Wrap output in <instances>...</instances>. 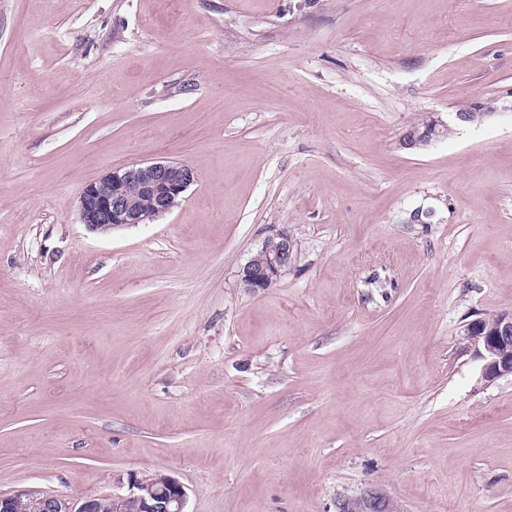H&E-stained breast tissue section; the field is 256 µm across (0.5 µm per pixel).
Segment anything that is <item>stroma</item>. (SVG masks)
<instances>
[{"label": "stroma", "instance_id": "stroma-1", "mask_svg": "<svg viewBox=\"0 0 512 512\" xmlns=\"http://www.w3.org/2000/svg\"><path fill=\"white\" fill-rule=\"evenodd\" d=\"M142 160L179 206L89 231ZM508 312L512 0H0V494L512 512V377L463 336ZM448 124L440 118H430L421 125H413L403 134L401 146L405 149H421L442 136ZM194 179L195 171L191 167L173 161L144 160L113 168L83 188L80 194L81 222L88 230L97 233L145 224L177 207ZM131 186L148 198V209L140 208L131 198ZM295 242L286 230H279L264 238L257 254L240 269V281L253 291L275 285L288 271L294 258Z\"/></svg>", "mask_w": 512, "mask_h": 512}]
</instances>
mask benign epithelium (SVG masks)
<instances>
[{"label": "benign epithelium", "mask_w": 512, "mask_h": 512, "mask_svg": "<svg viewBox=\"0 0 512 512\" xmlns=\"http://www.w3.org/2000/svg\"><path fill=\"white\" fill-rule=\"evenodd\" d=\"M447 128L438 117L413 125L403 134L401 146L421 149L439 139ZM194 179L191 167L173 161L144 160L114 168L83 188L81 222L97 233L144 224L170 213L172 200L183 195ZM132 186L148 198L149 208L137 206L129 193ZM294 250L288 231L266 236L257 254L240 269L241 283L253 291L272 287L291 266ZM464 336L484 361L485 380L512 376V313L477 318L467 324ZM104 500L111 512H185L187 491L174 477L158 473L131 481L127 495H86L74 503L40 489H19L0 495V512H17L24 501L32 505L33 512H102Z\"/></svg>", "instance_id": "benign-epithelium-1"}]
</instances>
